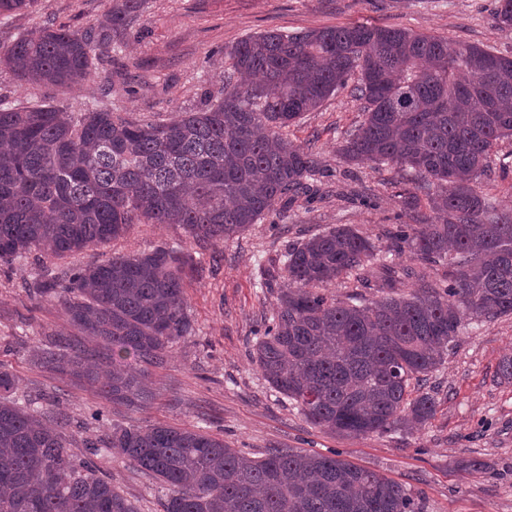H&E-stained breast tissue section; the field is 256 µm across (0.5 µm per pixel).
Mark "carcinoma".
I'll list each match as a JSON object with an SVG mask.
<instances>
[{
    "label": "carcinoma",
    "mask_w": 512,
    "mask_h": 512,
    "mask_svg": "<svg viewBox=\"0 0 512 512\" xmlns=\"http://www.w3.org/2000/svg\"><path fill=\"white\" fill-rule=\"evenodd\" d=\"M33 2L0 0V17ZM142 3L115 0L96 27L23 34L0 63L25 83L77 84L118 48ZM494 21L512 28V0H498ZM224 57L221 96L204 93L201 106L170 122H130L98 102L82 112L1 107L0 262L36 250L63 258L141 220L180 224L202 249L243 232L321 172L316 153L290 144L282 129L348 88L365 118L341 157L420 178L401 192L413 223L393 227L386 252L448 271L408 298L357 306L316 287L347 273L362 288L379 287L369 272L374 243L345 224L296 243L285 254L288 287L253 358L272 388L327 431L384 434L426 422L438 405L427 377L464 323L512 315V212L495 211L484 192L499 143L512 139V57L364 24L266 31ZM187 266L181 251L159 248L33 281L35 297L56 302L110 349L99 358L57 338L42 359L106 397L146 399L150 368L193 332ZM16 385L0 363V512H137L92 460L101 446L167 486L164 512H421L401 484L334 455L275 448L253 459L207 432L115 425L102 407L73 423L14 396ZM88 424L104 435L82 459L64 429Z\"/></svg>",
    "instance_id": "1"
}]
</instances>
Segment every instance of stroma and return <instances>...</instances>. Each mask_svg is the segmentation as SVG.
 <instances>
[{"label": "stroma", "instance_id": "1", "mask_svg": "<svg viewBox=\"0 0 512 512\" xmlns=\"http://www.w3.org/2000/svg\"><path fill=\"white\" fill-rule=\"evenodd\" d=\"M112 0H36L0 20V49L46 24L84 29L99 23ZM496 0H145L137 25L120 48L101 60L80 85H26L0 66V101L18 105L64 104L79 112L103 99L115 115L165 121L196 108L202 90L224 88V52L238 41L277 30L288 34L365 24L405 28L453 43H475L512 56V28L494 25ZM363 119L360 105L341 91L287 128L294 145L317 152L324 175L313 196L269 212L216 250L195 246L177 224H133L110 244L64 258L33 252L0 263V363L19 378V393L63 392L61 409L80 419L105 405L119 425L165 424L221 438L250 458L273 448L339 454L385 474L421 499L424 512H512V383L501 380V359L512 356V316L491 324L466 322L430 383L440 402L430 420L410 431L343 436L312 425L274 390L253 360L263 321L277 295L256 284L258 267L276 278L288 245L347 224L386 244L392 225L405 221L399 184L412 171L348 162L337 152ZM181 247L195 270L185 281L186 312L194 333L175 343L154 369L153 395L130 406L106 402L88 382L42 364L38 353L61 334L104 353L103 345L69 323L55 303L30 295L26 285L115 253ZM479 468H471V461ZM95 461L137 512H163L167 491L126 460L101 452Z\"/></svg>", "mask_w": 512, "mask_h": 512}]
</instances>
